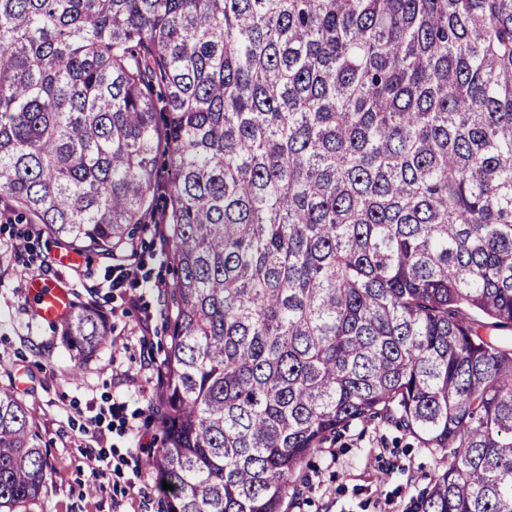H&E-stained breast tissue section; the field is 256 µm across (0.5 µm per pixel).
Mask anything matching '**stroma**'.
<instances>
[{"mask_svg":"<svg viewBox=\"0 0 512 512\" xmlns=\"http://www.w3.org/2000/svg\"><path fill=\"white\" fill-rule=\"evenodd\" d=\"M137 280L125 264L86 252L61 265L66 244L39 225L0 219V387L15 389L44 448L48 468L40 497L16 512H160L161 494L147 459L164 435L151 412L168 329L174 264L159 227L137 232ZM41 276L93 305L108 320L106 343L74 373L61 325L35 317L27 285ZM437 458L395 426H353L309 458L301 496L287 512H410Z\"/></svg>","mask_w":512,"mask_h":512,"instance_id":"35a3bbf8","label":"stroma"}]
</instances>
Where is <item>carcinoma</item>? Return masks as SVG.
<instances>
[{
	"label": "carcinoma",
	"mask_w": 512,
	"mask_h": 512,
	"mask_svg": "<svg viewBox=\"0 0 512 512\" xmlns=\"http://www.w3.org/2000/svg\"><path fill=\"white\" fill-rule=\"evenodd\" d=\"M2 199L127 262L162 225L163 512H284L374 421L438 456L413 512H512V0H0ZM46 468L0 388V510Z\"/></svg>",
	"instance_id": "carcinoma-1"
}]
</instances>
